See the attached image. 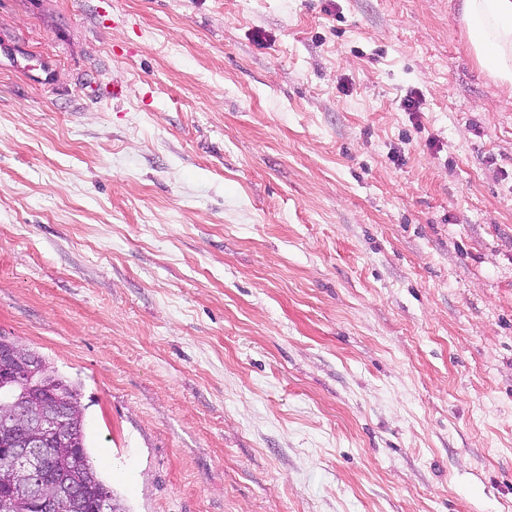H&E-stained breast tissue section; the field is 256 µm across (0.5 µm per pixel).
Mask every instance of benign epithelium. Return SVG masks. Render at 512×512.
Returning a JSON list of instances; mask_svg holds the SVG:
<instances>
[{"mask_svg":"<svg viewBox=\"0 0 512 512\" xmlns=\"http://www.w3.org/2000/svg\"><path fill=\"white\" fill-rule=\"evenodd\" d=\"M36 357L18 343L0 348V385L19 390L14 404L0 408V460L5 469L20 464L43 469L74 448L67 419L77 409L58 399L51 383L37 381ZM13 493L31 502L37 512H83L96 497L81 486L57 481H18Z\"/></svg>","mask_w":512,"mask_h":512,"instance_id":"1","label":"benign epithelium"}]
</instances>
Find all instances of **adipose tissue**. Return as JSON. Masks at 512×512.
<instances>
[{
    "mask_svg": "<svg viewBox=\"0 0 512 512\" xmlns=\"http://www.w3.org/2000/svg\"><path fill=\"white\" fill-rule=\"evenodd\" d=\"M467 39L481 66L512 86V0H464Z\"/></svg>",
    "mask_w": 512,
    "mask_h": 512,
    "instance_id": "adipose-tissue-1",
    "label": "adipose tissue"
}]
</instances>
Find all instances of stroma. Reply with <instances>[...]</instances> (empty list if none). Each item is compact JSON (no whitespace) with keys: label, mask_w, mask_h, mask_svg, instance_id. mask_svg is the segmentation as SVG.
Here are the masks:
<instances>
[{"label":"stroma","mask_w":512,"mask_h":512,"mask_svg":"<svg viewBox=\"0 0 512 512\" xmlns=\"http://www.w3.org/2000/svg\"><path fill=\"white\" fill-rule=\"evenodd\" d=\"M463 4L0 0V336L127 512H512V91Z\"/></svg>","instance_id":"35a3bbf8"}]
</instances>
